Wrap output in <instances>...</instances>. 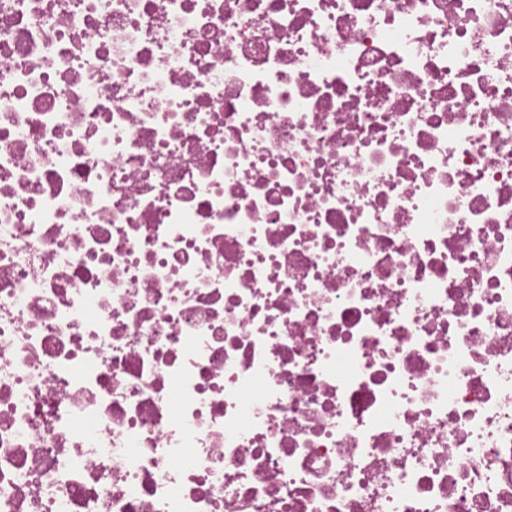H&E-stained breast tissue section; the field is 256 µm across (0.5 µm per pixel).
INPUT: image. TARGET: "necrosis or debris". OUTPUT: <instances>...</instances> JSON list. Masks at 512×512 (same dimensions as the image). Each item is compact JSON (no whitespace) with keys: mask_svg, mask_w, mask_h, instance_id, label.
<instances>
[{"mask_svg":"<svg viewBox=\"0 0 512 512\" xmlns=\"http://www.w3.org/2000/svg\"><path fill=\"white\" fill-rule=\"evenodd\" d=\"M0 512H512V0H0Z\"/></svg>","mask_w":512,"mask_h":512,"instance_id":"necrosis-or-debris-1","label":"necrosis or debris"}]
</instances>
